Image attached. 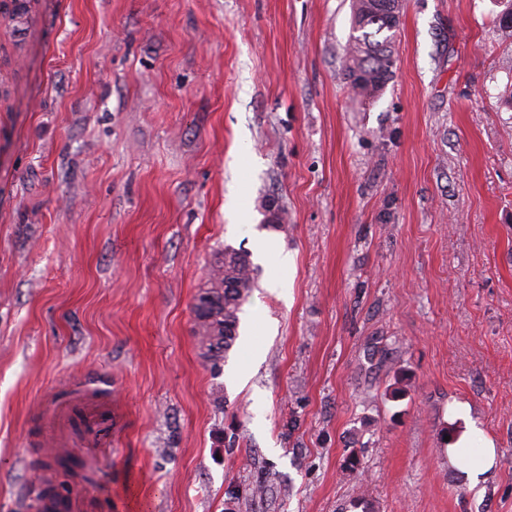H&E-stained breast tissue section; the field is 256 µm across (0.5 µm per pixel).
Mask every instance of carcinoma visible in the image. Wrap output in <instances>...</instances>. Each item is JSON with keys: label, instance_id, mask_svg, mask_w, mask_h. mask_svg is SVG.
<instances>
[{"label": "carcinoma", "instance_id": "1", "mask_svg": "<svg viewBox=\"0 0 512 512\" xmlns=\"http://www.w3.org/2000/svg\"><path fill=\"white\" fill-rule=\"evenodd\" d=\"M403 11V0H351L352 33L343 57V71L352 87L374 97L388 84L396 63L394 40L398 24L393 14ZM217 281L210 284V299L194 306L195 319L206 343V360L216 365L232 346L238 313L254 288L249 255L224 249V261L213 266Z\"/></svg>", "mask_w": 512, "mask_h": 512}]
</instances>
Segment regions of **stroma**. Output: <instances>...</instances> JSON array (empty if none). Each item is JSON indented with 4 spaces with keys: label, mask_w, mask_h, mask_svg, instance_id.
<instances>
[{
    "label": "stroma",
    "mask_w": 512,
    "mask_h": 512,
    "mask_svg": "<svg viewBox=\"0 0 512 512\" xmlns=\"http://www.w3.org/2000/svg\"><path fill=\"white\" fill-rule=\"evenodd\" d=\"M502 9L406 0L372 99L343 79L350 0L0 9V512L84 496L53 443L101 479L92 512H512ZM258 236L290 293L258 264L239 319L276 331L211 364L193 303ZM471 426L474 486L448 463ZM257 251L268 257L271 267V286L274 289L288 288L287 281L290 270L293 267V258L276 248L268 240H259L256 243ZM449 460L460 466L472 485L495 461V448L484 433L477 429L465 432L453 448H448Z\"/></svg>",
    "instance_id": "35a3bbf8"
}]
</instances>
